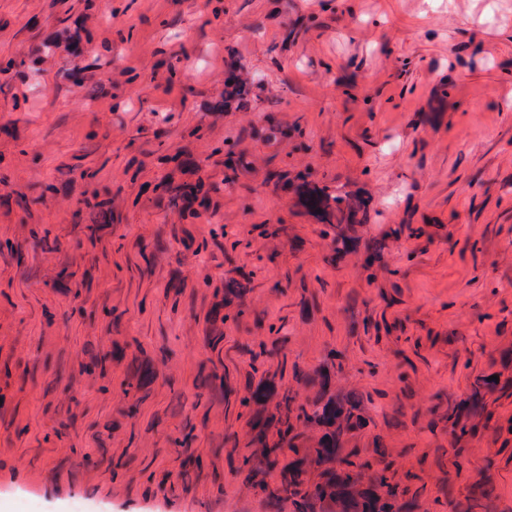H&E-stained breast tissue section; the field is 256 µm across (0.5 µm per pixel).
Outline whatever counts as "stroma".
Returning a JSON list of instances; mask_svg holds the SVG:
<instances>
[{"instance_id": "35a3bbf8", "label": "stroma", "mask_w": 512, "mask_h": 512, "mask_svg": "<svg viewBox=\"0 0 512 512\" xmlns=\"http://www.w3.org/2000/svg\"><path fill=\"white\" fill-rule=\"evenodd\" d=\"M76 19L102 95L57 53L0 74V195L33 199L0 206V512H270L236 473L240 399L274 366L306 398L298 372L332 352L372 417L358 447L414 474L422 512H455L442 483L464 496L481 467L512 512V390L463 453L445 419L512 378V0H0V59ZM232 63L251 93L220 112ZM300 174L369 200L341 261L283 186ZM197 179L218 188L197 218L160 201ZM103 188L112 221L77 242ZM246 291L247 288H245V286L236 279H229L224 284V298L222 299V302L216 304L212 312L211 323L215 329L218 328V321L222 324L224 323V315L220 317V309L224 308V304L231 303L234 300L242 303ZM490 376L498 377V374L492 373L481 376L477 379L473 394L469 399L462 402L457 409L455 406H449L448 422H451V436L453 441H455V444L459 443L466 436L472 438L476 435V429L474 427L468 428L465 423H462L461 419L466 413L477 410L478 407L483 404L482 391L493 392L497 389L499 385V378L498 381H495L494 379L492 381H488V377Z\"/></svg>"}]
</instances>
